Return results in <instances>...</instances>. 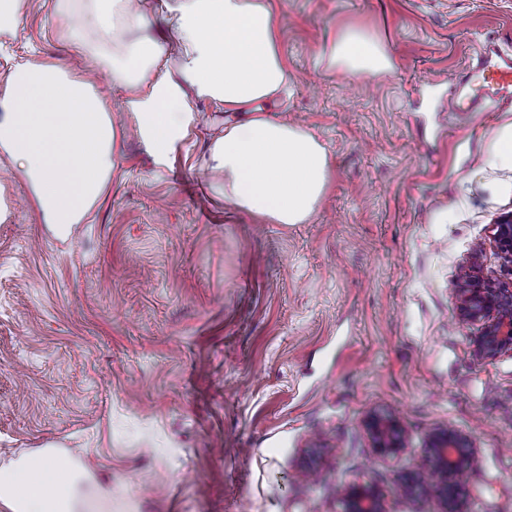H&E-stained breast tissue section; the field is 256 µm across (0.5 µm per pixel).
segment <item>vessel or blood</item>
<instances>
[{
    "label": "vessel or blood",
    "mask_w": 512,
    "mask_h": 512,
    "mask_svg": "<svg viewBox=\"0 0 512 512\" xmlns=\"http://www.w3.org/2000/svg\"><path fill=\"white\" fill-rule=\"evenodd\" d=\"M474 71L481 81L478 94L446 102L452 112H484L489 104L512 99V60L502 55L494 41H487Z\"/></svg>",
    "instance_id": "vessel-or-blood-1"
}]
</instances>
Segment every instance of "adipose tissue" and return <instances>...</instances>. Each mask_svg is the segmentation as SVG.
<instances>
[{
  "instance_id": "ef3b65f1",
  "label": "adipose tissue",
  "mask_w": 512,
  "mask_h": 512,
  "mask_svg": "<svg viewBox=\"0 0 512 512\" xmlns=\"http://www.w3.org/2000/svg\"><path fill=\"white\" fill-rule=\"evenodd\" d=\"M54 38L70 63L24 61L0 75V153L22 170L44 223L67 238L115 168L118 131L89 76L107 72L153 165L186 151L211 102L226 118L202 169L228 208L273 224H305L327 194L326 147L263 102L288 87L273 0H55ZM326 69L350 76L393 70L384 43L344 28L323 44ZM74 457L51 448L0 465V512H91Z\"/></svg>"
}]
</instances>
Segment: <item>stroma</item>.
Wrapping results in <instances>:
<instances>
[{"label":"stroma","instance_id":"stroma-1","mask_svg":"<svg viewBox=\"0 0 512 512\" xmlns=\"http://www.w3.org/2000/svg\"><path fill=\"white\" fill-rule=\"evenodd\" d=\"M53 0H25L0 74L28 53L66 62ZM290 95L270 104L326 146L331 183L306 224L226 210L200 170L223 111L200 103L190 153L155 172L132 135L87 223L57 239L21 169L0 156V464L72 454L110 490L104 512H339L348 484L387 512H442L403 491L429 433L476 449L468 512H512V350L474 356L464 267L512 289L493 227L512 170L486 146L512 103L443 104L488 36L512 58V0H286ZM371 30L392 72L353 78L317 52ZM384 407L399 459L363 425ZM364 427L379 453L397 459L407 447L406 431L399 419L381 411L371 412L364 421Z\"/></svg>","mask_w":512,"mask_h":512}]
</instances>
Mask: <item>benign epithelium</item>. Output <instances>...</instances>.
Returning <instances> with one entry per match:
<instances>
[{
    "mask_svg": "<svg viewBox=\"0 0 512 512\" xmlns=\"http://www.w3.org/2000/svg\"><path fill=\"white\" fill-rule=\"evenodd\" d=\"M500 249L512 258V218L495 225ZM458 313L471 325L480 327L471 338L473 354L482 356L495 350L512 349V289L488 288L472 267L464 270L458 290ZM376 448L382 455L397 459L407 447L406 431L399 419L381 411L371 412L364 421ZM475 460L470 439L450 429L430 433L424 459L402 475L403 487L413 494L428 485V493L445 504L444 512H463L464 499H448V490L466 483ZM342 512H386L379 490L368 485L351 484L341 493Z\"/></svg>",
    "mask_w": 512,
    "mask_h": 512,
    "instance_id": "obj_1",
    "label": "benign epithelium"
}]
</instances>
